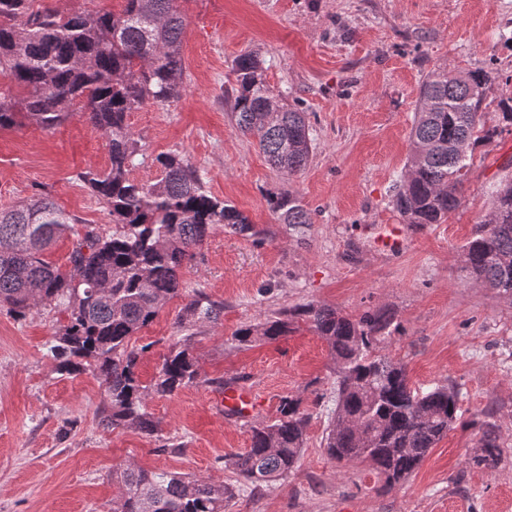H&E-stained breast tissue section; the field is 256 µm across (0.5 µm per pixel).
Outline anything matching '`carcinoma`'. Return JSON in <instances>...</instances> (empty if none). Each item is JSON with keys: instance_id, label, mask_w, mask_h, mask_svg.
Instances as JSON below:
<instances>
[{"instance_id": "obj_1", "label": "carcinoma", "mask_w": 512, "mask_h": 512, "mask_svg": "<svg viewBox=\"0 0 512 512\" xmlns=\"http://www.w3.org/2000/svg\"><path fill=\"white\" fill-rule=\"evenodd\" d=\"M35 0H0V76L22 90L0 91V128L18 117L45 130L63 124L81 103L88 120L108 139L109 165L76 174L112 216V233L88 226L61 267L43 253L78 220L47 194L18 208L0 209V307L25 317L42 303H55L68 323L48 352L56 372H92L109 396L101 413L106 428L134 427L152 435L158 421L147 410L154 396H169L195 383L197 362L187 341L215 323L224 304L202 293L184 295L180 272L218 226L259 235L236 206L205 189L184 157L155 158L161 177L131 178L142 164L127 122L147 100L165 104L180 96L184 17L177 0H123L120 10L63 14ZM232 118L255 139L278 172L293 177L313 153L306 113L279 102L267 87L264 61L245 52L233 61ZM498 79L493 69L464 74L436 69L420 90L410 129L412 153L392 205L402 223L443 224L461 199L462 178L477 146L512 127V98L500 102L497 123L484 118L486 90ZM281 224H310L311 213L291 191L267 197ZM461 271L476 283L512 297V176L496 185L472 237L461 248ZM184 299L177 315L186 335L174 342L148 384L137 373L148 346L132 344L169 300ZM305 322L327 345L336 365V410L323 447L328 457L349 464L372 462L388 491L411 475L461 417L459 391L446 384L427 389L411 384L401 363L380 354L396 331L382 311L359 316L309 303L259 325L238 329L239 346L276 342ZM309 415L301 400L281 398L279 416L252 426L250 448L224 458L246 483L285 480L305 447ZM480 452L473 465L494 469L503 449L489 420L471 421ZM119 495L115 512H225L232 488L205 477L152 472L134 464L112 471Z\"/></svg>"}]
</instances>
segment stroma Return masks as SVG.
<instances>
[{
	"instance_id": "1",
	"label": "stroma",
	"mask_w": 512,
	"mask_h": 512,
	"mask_svg": "<svg viewBox=\"0 0 512 512\" xmlns=\"http://www.w3.org/2000/svg\"><path fill=\"white\" fill-rule=\"evenodd\" d=\"M185 19L182 95L144 103L128 124L144 157L132 176L156 180L157 155L195 166L213 195L265 230L263 242L217 227L181 270L187 291L222 302L219 321L192 338L200 383L149 399L159 431L104 429V384L92 373L63 376L46 348L67 315L46 303L26 317L0 309V512H113L112 471L207 477L235 487L228 512H512V298L466 279L461 247L492 186L512 174V132L477 147L461 205L448 221L403 224L391 202L404 170L421 86L435 68H494L485 118L512 97V0H178ZM266 60V83L281 103L306 112L315 149L294 177L278 173L231 119L234 58ZM108 166L104 133L83 110L44 130L28 121L0 129V208L48 193L77 217L46 258L63 265L85 226L111 233L112 218L75 178ZM294 192L309 224L278 223L266 195ZM315 303L357 316L391 313L400 325L383 353L413 385L456 386L462 421L412 475L381 491L370 462L340 467L323 448L336 407L334 364L306 323L274 343L239 347L233 334L280 311ZM170 300L134 338L138 372L150 381L180 339ZM243 380L255 395L245 419L227 414L219 381ZM292 395L310 415L306 444L287 481L251 490L224 456L245 452L249 428L274 420ZM490 419L503 457L472 465Z\"/></svg>"
}]
</instances>
